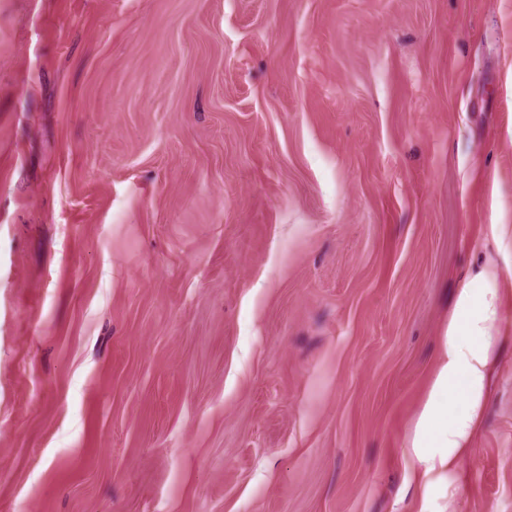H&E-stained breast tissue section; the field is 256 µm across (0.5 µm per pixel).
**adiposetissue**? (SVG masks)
Returning a JSON list of instances; mask_svg holds the SVG:
<instances>
[{
	"instance_id": "1",
	"label": "adipose tissue",
	"mask_w": 512,
	"mask_h": 512,
	"mask_svg": "<svg viewBox=\"0 0 512 512\" xmlns=\"http://www.w3.org/2000/svg\"><path fill=\"white\" fill-rule=\"evenodd\" d=\"M501 286L502 274L488 260L456 292L438 366L407 440L424 486L453 468L472 446L500 337Z\"/></svg>"
}]
</instances>
